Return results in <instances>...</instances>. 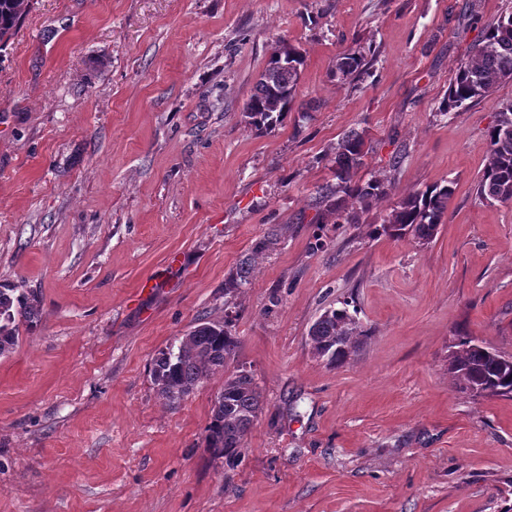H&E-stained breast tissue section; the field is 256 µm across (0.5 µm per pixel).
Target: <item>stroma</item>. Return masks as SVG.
Masks as SVG:
<instances>
[{
	"mask_svg": "<svg viewBox=\"0 0 512 512\" xmlns=\"http://www.w3.org/2000/svg\"><path fill=\"white\" fill-rule=\"evenodd\" d=\"M512 0H31L0 48V288L36 323L0 357V512H512V398L448 373L468 336L512 356V203L479 201L512 81L443 116L458 64ZM306 55L275 131L243 106L273 46ZM363 51L337 85L338 54ZM392 191L343 224L318 186L350 130ZM402 154L399 168L391 159ZM454 182L427 244L374 234ZM241 292L224 291L269 232ZM351 301L368 336L330 367L308 331ZM232 318L263 413L205 446L215 373L179 403L150 368Z\"/></svg>",
	"mask_w": 512,
	"mask_h": 512,
	"instance_id": "1",
	"label": "stroma"
}]
</instances>
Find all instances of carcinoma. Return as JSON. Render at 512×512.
<instances>
[{"instance_id":"cac0c4a2","label":"carcinoma","mask_w":512,"mask_h":512,"mask_svg":"<svg viewBox=\"0 0 512 512\" xmlns=\"http://www.w3.org/2000/svg\"><path fill=\"white\" fill-rule=\"evenodd\" d=\"M28 0H0V47L17 30ZM278 41L260 74L253 94L244 107L248 124L263 133L282 124L292 111L302 73L304 55L298 47L288 46L293 56L283 61L277 51ZM366 66L360 51L336 56L331 75L340 84L353 80ZM512 79V13L498 17L488 25L482 38L469 50L467 59L455 72L447 95L438 111L449 115L468 102L490 95L501 83ZM488 162L477 183L476 194L483 200L512 202V102L500 108L496 123L488 132ZM368 153L366 134L351 130L337 144L332 180L318 187L326 211L346 224L360 222L361 214L372 204L390 194L386 179L361 181L356 178ZM453 182L435 184L401 197L375 229L392 238L410 234L422 243L436 236L445 223L448 206L454 196ZM277 244L271 232L255 242L250 255L240 260L236 274L224 284L227 294L248 284L253 262ZM14 289H0V356L12 353L19 343L18 321L38 319V301L25 294L13 295ZM308 336L313 354L339 366L346 363L367 338V330L350 313L349 302L326 310L310 327ZM240 341L232 334L229 323L200 320L178 346L161 350L153 359L151 375L159 395L175 404L217 370L224 371V403L212 407L211 421L205 437L206 447L225 458H235L263 411V403L254 377L233 367ZM448 373L459 387L475 396L512 397V356L491 354L472 342L458 337L455 349L448 354Z\"/></svg>"}]
</instances>
